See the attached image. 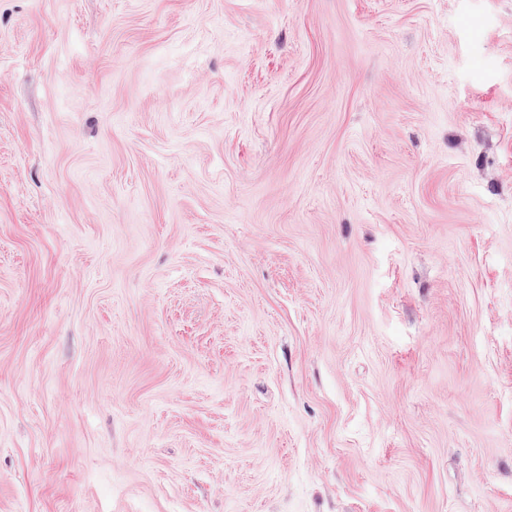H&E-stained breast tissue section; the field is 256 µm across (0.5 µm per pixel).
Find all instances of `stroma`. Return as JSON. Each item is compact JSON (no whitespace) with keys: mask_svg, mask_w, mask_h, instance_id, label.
<instances>
[{"mask_svg":"<svg viewBox=\"0 0 512 512\" xmlns=\"http://www.w3.org/2000/svg\"><path fill=\"white\" fill-rule=\"evenodd\" d=\"M0 512H512V0H0Z\"/></svg>","mask_w":512,"mask_h":512,"instance_id":"stroma-1","label":"stroma"}]
</instances>
